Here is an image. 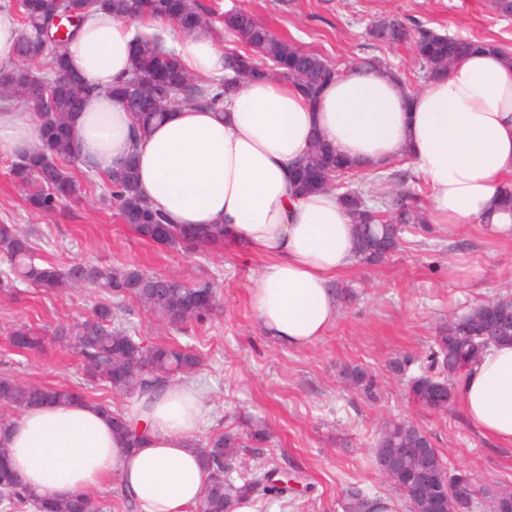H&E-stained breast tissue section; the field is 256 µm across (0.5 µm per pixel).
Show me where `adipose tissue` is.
Listing matches in <instances>:
<instances>
[{"label":"adipose tissue","mask_w":512,"mask_h":512,"mask_svg":"<svg viewBox=\"0 0 512 512\" xmlns=\"http://www.w3.org/2000/svg\"><path fill=\"white\" fill-rule=\"evenodd\" d=\"M136 28L98 11L81 19L66 54L97 86L71 126L84 169L107 174L135 159L141 197L172 224H217L265 265L252 306L275 342L314 343L335 321L332 280L352 267L355 225L334 193L297 195L296 164L313 136L375 169L409 157L430 188L429 223L481 224L512 235L503 190L512 178V59L473 53L415 93L386 74L348 68L309 101L288 81L260 78L222 109L176 107L142 134L110 86L130 70ZM174 51L190 73L223 74L225 52L211 35L182 34ZM31 113L0 110V155L37 149ZM457 392L472 427L512 446V344L495 345L465 369ZM126 418L144 429L131 448L94 404L49 403L13 418L0 446L30 489L66 499L118 481L141 512H191L209 482L195 436L197 390L173 382L136 397Z\"/></svg>","instance_id":"1"}]
</instances>
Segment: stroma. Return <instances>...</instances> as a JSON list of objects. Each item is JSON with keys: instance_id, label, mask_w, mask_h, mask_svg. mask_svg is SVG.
Instances as JSON below:
<instances>
[{"instance_id": "stroma-1", "label": "stroma", "mask_w": 512, "mask_h": 512, "mask_svg": "<svg viewBox=\"0 0 512 512\" xmlns=\"http://www.w3.org/2000/svg\"><path fill=\"white\" fill-rule=\"evenodd\" d=\"M200 2L213 11L212 34L220 45L229 42L221 16L236 7L339 67L378 58L399 73L411 92L422 86L411 45L375 43L366 34L371 22L395 14L443 34L512 49V16L498 13L491 0ZM12 162V157L0 156V224L33 230L42 258L136 268L190 283L208 280L218 288L219 307L208 323L176 332L136 306L129 320L146 342L174 340L201 357L193 377L205 411L197 443L240 423L256 422L269 438L259 455L245 451L238 456L236 472L268 463L299 474L302 491L289 500L269 499L263 512H344V493L351 487L392 501L395 512H407L404 496L373 458L377 432L389 420L421 427L449 466L482 482L512 487V447H500L474 429L461 402L434 413L408 390L427 362L439 326L484 301L512 295V238L489 235L477 224L449 232L416 225L384 263H358L337 276L335 287L348 289L352 298L339 303L324 336L308 345L288 346L266 335L251 303L262 258L235 246L191 253L141 240L122 222L103 174L79 166L73 174L83 187L81 197L52 214L32 213L24 190L10 175ZM459 256L480 261L484 273L474 285L449 281L448 264ZM96 296L90 287L56 296L26 287L17 302L0 295V373L38 384L87 382L76 354L52 342L39 352H19L10 346L8 334L20 323L49 332L59 322L79 320ZM398 361L406 362L405 371H395ZM355 368L372 379L373 391L350 384L347 374Z\"/></svg>"}]
</instances>
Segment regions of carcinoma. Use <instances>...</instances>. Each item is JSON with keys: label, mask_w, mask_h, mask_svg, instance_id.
Here are the masks:
<instances>
[{"label": "carcinoma", "mask_w": 512, "mask_h": 512, "mask_svg": "<svg viewBox=\"0 0 512 512\" xmlns=\"http://www.w3.org/2000/svg\"><path fill=\"white\" fill-rule=\"evenodd\" d=\"M10 7L16 11L20 24L19 60L12 68L0 69V83L5 86L4 97L35 110L40 140L36 151L18 157L12 164L11 174L27 191L31 209L51 214L64 201L82 193L81 184L70 171V166L79 163L70 126L94 87L83 80L67 79L72 71L65 60L64 47L73 32L57 41L55 29L47 24L49 16L57 8L75 11L80 16L98 8L109 9L121 20L149 17L173 22L183 32L192 33L206 29V9L194 0H63L59 5L54 0H15ZM224 33L245 48L243 53L227 55L225 69L230 78L214 82L190 75L175 52L164 46L159 33H141L135 36L129 75L112 87V95L134 114L144 130L173 107L221 106L224 96L236 92L246 81L270 74L265 67L267 61L313 101L341 73L339 67L321 56L278 37L244 10L224 14ZM368 33L375 41L387 45L410 43L426 80L448 71L461 56L477 49L508 53L493 42L443 35L396 16L374 22ZM371 176L382 184L405 178L399 171L384 177L365 172L337 156L317 137L295 170L299 192H336L356 224L355 250L359 261L377 265L401 247L405 227L422 224L424 218L414 204V197L403 192L382 194L380 210L368 206L363 191L352 187V183ZM107 182L122 221L140 239L200 253L224 244L222 226L165 223L164 217L140 196L133 162L107 175ZM35 250L28 231L14 224H0V262L6 265L0 268V293L15 298L21 284L48 294L86 284L99 288V298L86 316L73 324H60L51 333L53 340L79 354L91 382L138 396L157 391L171 380L187 381L199 370L201 358L189 348L168 343L143 344V339L128 324L127 305L135 303L163 325H202L212 319L218 306L217 291L209 282L189 284L167 276L146 275L135 268L81 262L59 264L37 257ZM504 314L512 315V296L487 301L439 329L425 370L411 384V393L420 405L434 412L448 408L455 394L453 379L484 349L512 342V322L490 328V321ZM9 336L18 350H35L44 343L43 334L27 324L16 326ZM88 399L81 386H50L0 375L1 409L23 411L45 403ZM93 404L112 418L113 429L124 434L130 445L138 443L139 436L126 423L124 410L112 406L109 399H97ZM240 448V436L232 431L218 434L200 447L210 481L198 512H231L232 502L242 495L284 497L295 493L288 486L295 475L286 468L260 467L236 482L231 477L230 461ZM400 448H409L411 452L397 455V473L392 484L409 500L410 491L402 484L403 473L426 467L445 470L447 466L421 428L406 422L384 423L374 448L375 460L379 462ZM470 494L478 512H508V491L504 489L475 481ZM0 498L17 512H100L99 503L87 494L66 500L33 495L11 468L6 449L1 447ZM373 504L374 500L356 487L345 492L346 512H368Z\"/></svg>", "instance_id": "1"}]
</instances>
